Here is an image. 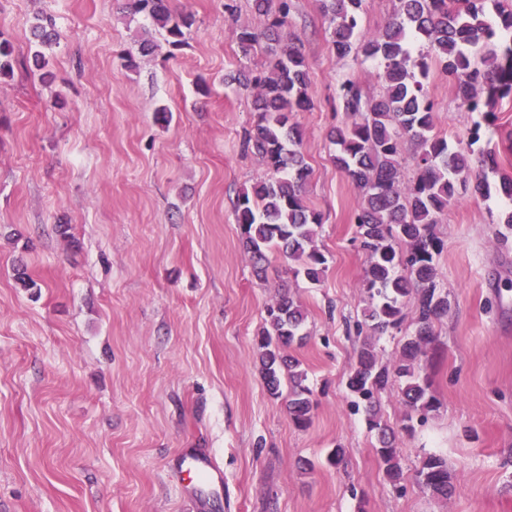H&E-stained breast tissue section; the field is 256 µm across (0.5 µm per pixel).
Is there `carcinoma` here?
<instances>
[{
	"label": "carcinoma",
	"mask_w": 512,
	"mask_h": 512,
	"mask_svg": "<svg viewBox=\"0 0 512 512\" xmlns=\"http://www.w3.org/2000/svg\"><path fill=\"white\" fill-rule=\"evenodd\" d=\"M493 2L496 21L487 20L486 5ZM332 25L330 46L336 57L364 56L382 68L380 92L370 97L356 81L340 83L337 98L346 120L329 131L335 146L332 163L358 190L361 202L355 212L360 246L369 258L363 279L364 322L358 333L369 336L401 330L405 299L413 300L412 332L403 338L399 357L387 364L366 342L351 366L346 389L350 406L365 408L370 429L379 434L377 454L388 481L396 486L404 478L393 433L377 417L376 396L398 386L409 409L407 420H420L439 409L422 359L433 357L434 325L448 316L451 301L437 281L435 256L440 240L432 231L457 197L474 179V190L489 191L486 179L474 172L471 153L432 135L434 103L417 76H427L430 65L441 66L457 89L460 106L477 112L472 139L478 140L482 123L495 121L493 105L512 98V3L506 0H397L396 10L383 29L363 32L360 20L365 0H319ZM125 8L143 14L162 31L165 44L178 49L186 44L195 18L171 8L170 0H125ZM255 23L237 34L243 56L257 50L272 59L264 76L244 79L258 92L252 106L254 128L245 136V147L259 156L272 175L242 191L235 208L242 227L243 246L257 277L262 278L270 255L298 264L294 273L317 284L327 259L315 245L320 214L310 209L302 195L309 173L302 150V132L290 122L294 112L311 106L308 64L295 45L298 37L283 36L290 11L289 0H252ZM34 36L49 46L56 39L52 19L34 25ZM418 149L419 174L405 181L400 159L405 142ZM305 321L302 306L288 293L278 295L266 308L260 332L262 373L269 393L279 398L281 369L288 371L291 388L287 409L300 426L311 420V391L304 385L299 362L282 354ZM416 481L431 496L446 500L454 491L448 463L440 455L426 456L416 470Z\"/></svg>",
	"instance_id": "1"
}]
</instances>
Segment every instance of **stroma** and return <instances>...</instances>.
Wrapping results in <instances>:
<instances>
[{
	"instance_id": "1",
	"label": "stroma",
	"mask_w": 512,
	"mask_h": 512,
	"mask_svg": "<svg viewBox=\"0 0 512 512\" xmlns=\"http://www.w3.org/2000/svg\"><path fill=\"white\" fill-rule=\"evenodd\" d=\"M290 5L285 29L301 38L313 103L294 119L312 168L304 199L323 216L317 284L279 259L257 280L235 219L238 194L270 175L242 145L253 92L228 81L269 69L266 55L238 48L251 0H172L197 21L178 49L117 0H0L13 64L0 75V512H512L504 205L470 190L435 226L451 301L428 368L440 408L407 431L397 390L379 394L406 475L393 487L376 432L348 408L368 256L355 240L359 193L328 139L344 119L340 82L372 96L382 72L336 57L319 0ZM45 16L60 33L46 48L31 34ZM145 41L158 51L125 69L121 53ZM424 85L434 135L475 157L496 152L490 184L512 176V101L483 126L440 66ZM21 271L33 288L20 287ZM284 285L306 313L304 339L286 349L312 392L304 427L267 392L259 363L265 310ZM187 448L215 457L222 485L181 473ZM431 453L448 461L449 500L415 481Z\"/></svg>"
}]
</instances>
